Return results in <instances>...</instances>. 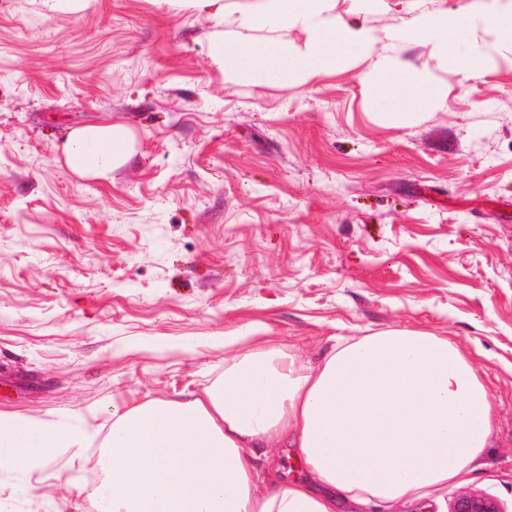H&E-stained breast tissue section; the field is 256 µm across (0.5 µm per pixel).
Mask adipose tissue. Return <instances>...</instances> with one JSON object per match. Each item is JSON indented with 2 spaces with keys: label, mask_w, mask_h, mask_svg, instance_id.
<instances>
[{
  "label": "adipose tissue",
  "mask_w": 512,
  "mask_h": 512,
  "mask_svg": "<svg viewBox=\"0 0 512 512\" xmlns=\"http://www.w3.org/2000/svg\"><path fill=\"white\" fill-rule=\"evenodd\" d=\"M330 0H250L248 29L278 39L213 43L228 81H302L361 55L372 40L330 14ZM494 28L512 39V0H484L473 12H424L398 32L422 42L449 71L477 70L470 33ZM301 29L303 43L288 38ZM373 105L396 122L434 110L441 90L426 68L379 58L369 74ZM125 128L85 126L62 153L81 176L109 177L130 155ZM224 374L202 395L113 404L100 460L97 512H336L359 506L437 501L465 482L490 444L493 406L475 354L447 337L392 329L338 339L317 365L287 345L244 332L228 336ZM90 432L0 413V468L49 473L59 449L81 450ZM290 448L306 479L271 487L253 461Z\"/></svg>",
  "instance_id": "obj_1"
}]
</instances>
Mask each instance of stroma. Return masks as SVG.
<instances>
[{
    "instance_id": "1",
    "label": "stroma",
    "mask_w": 512,
    "mask_h": 512,
    "mask_svg": "<svg viewBox=\"0 0 512 512\" xmlns=\"http://www.w3.org/2000/svg\"><path fill=\"white\" fill-rule=\"evenodd\" d=\"M180 0H0V411L82 422L57 478L0 469V512H96L112 402L201 393L224 339L260 328L318 363L330 337L393 328L480 351L494 428L467 483L512 507V41L475 30L479 70L393 40L481 0H333L371 51L297 83L228 82L212 42L245 34ZM427 67L440 107L370 104L380 57ZM120 125L130 159L79 176L61 146Z\"/></svg>"
}]
</instances>
